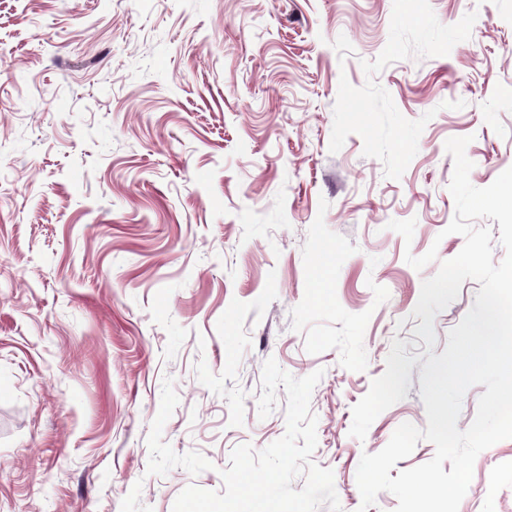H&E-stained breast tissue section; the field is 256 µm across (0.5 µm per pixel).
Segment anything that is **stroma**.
I'll return each instance as SVG.
<instances>
[{"mask_svg":"<svg viewBox=\"0 0 512 512\" xmlns=\"http://www.w3.org/2000/svg\"><path fill=\"white\" fill-rule=\"evenodd\" d=\"M430 5L477 19L448 55L376 75L429 118L395 180L359 135L329 150L339 82L365 85L393 0H0V512L222 491L235 447L285 432V391L258 416L270 358L323 370L312 460L357 512L362 454L427 426L422 363L362 440L353 406L393 340L442 354L480 288L436 315L434 347L415 335L423 280L465 243L445 232V143L470 137L475 187L512 167V0ZM410 218L407 242L388 224ZM458 512H512V439L477 456Z\"/></svg>","mask_w":512,"mask_h":512,"instance_id":"35a3bbf8","label":"stroma"}]
</instances>
